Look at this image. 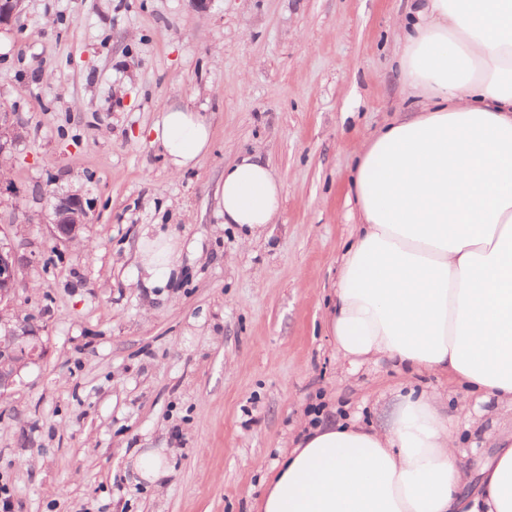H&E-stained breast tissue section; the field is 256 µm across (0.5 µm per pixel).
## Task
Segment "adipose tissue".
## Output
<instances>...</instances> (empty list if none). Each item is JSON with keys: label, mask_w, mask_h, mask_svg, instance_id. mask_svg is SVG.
Segmentation results:
<instances>
[{"label": "adipose tissue", "mask_w": 512, "mask_h": 512, "mask_svg": "<svg viewBox=\"0 0 512 512\" xmlns=\"http://www.w3.org/2000/svg\"><path fill=\"white\" fill-rule=\"evenodd\" d=\"M402 84L418 99L359 144L326 327L339 361L377 356L407 375L449 377L512 412V0H412L395 21ZM174 171L210 148L185 104L153 128ZM283 184L248 154L216 189L224 221L275 223ZM175 239L138 249L146 287L180 266ZM448 399L399 393L380 422L308 427L267 485L261 512H512V429L477 472L461 460Z\"/></svg>", "instance_id": "adipose-tissue-1"}]
</instances>
